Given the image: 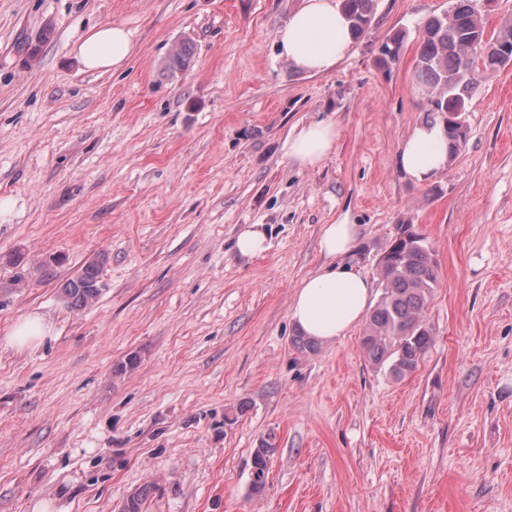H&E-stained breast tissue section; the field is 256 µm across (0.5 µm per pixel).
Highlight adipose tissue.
Instances as JSON below:
<instances>
[{"label":"adipose tissue","instance_id":"ef3b65f1","mask_svg":"<svg viewBox=\"0 0 512 512\" xmlns=\"http://www.w3.org/2000/svg\"><path fill=\"white\" fill-rule=\"evenodd\" d=\"M281 54L297 70L331 71L352 44L350 22L339 0H303L288 22L276 33ZM132 51V33L121 25L93 29L77 47V56L89 70L122 68ZM336 123L319 120L294 126L282 143L284 157L303 169L318 167L339 141ZM448 163V138L441 125H416L403 141L398 156L400 169L423 182ZM360 235L359 225L343 218L324 225L319 249L325 263L298 287L290 317L304 335L321 342L342 337L363 319L370 304L373 283L343 265Z\"/></svg>","mask_w":512,"mask_h":512}]
</instances>
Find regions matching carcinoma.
<instances>
[{
  "label": "carcinoma",
  "mask_w": 512,
  "mask_h": 512,
  "mask_svg": "<svg viewBox=\"0 0 512 512\" xmlns=\"http://www.w3.org/2000/svg\"><path fill=\"white\" fill-rule=\"evenodd\" d=\"M374 0H341L343 9L353 21V31L361 35L372 20ZM485 33L482 19L472 6V0H457L456 7L426 22L419 50L415 57V72L419 82L428 88V105L432 118L444 123L450 115L466 112L477 87L476 62L484 68L505 65L492 57L508 54L512 61V24L503 26L497 35L483 44L488 54H476L471 46ZM404 35L394 33L384 43L382 62L399 58ZM193 52L183 43L168 60L171 72L190 66ZM100 263L93 261L62 289L64 301L75 308L85 307L100 294ZM379 276L382 294L371 311L364 336L363 351L389 374L402 379L414 372L428 351L432 337L424 321V313L437 286L435 259L422 234L412 225L401 232L380 262ZM274 444L265 441L252 459L250 490L260 495L266 487L268 463L274 454ZM153 486L145 485L132 491L120 505L121 512H146L145 505Z\"/></svg>",
  "instance_id": "cac0c4a2"
}]
</instances>
